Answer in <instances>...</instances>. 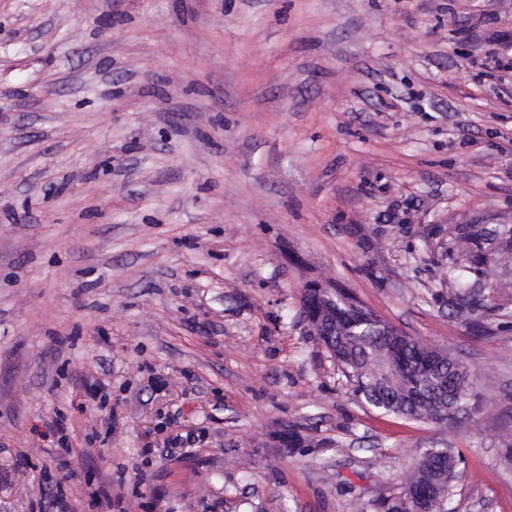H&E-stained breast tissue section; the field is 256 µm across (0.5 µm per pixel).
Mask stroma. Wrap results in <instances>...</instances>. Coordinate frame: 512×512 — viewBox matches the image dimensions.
Segmentation results:
<instances>
[{
	"label": "stroma",
	"instance_id": "35a3bbf8",
	"mask_svg": "<svg viewBox=\"0 0 512 512\" xmlns=\"http://www.w3.org/2000/svg\"><path fill=\"white\" fill-rule=\"evenodd\" d=\"M497 55L512 0H0V512H382L446 446L450 512H512V288L435 300L512 214ZM311 282L464 362L467 430L359 404ZM494 220L486 217L448 229V311L466 321L474 333L482 332L481 318L489 311L484 295L491 275L489 263L494 262L493 256L505 266L512 261V224Z\"/></svg>",
	"mask_w": 512,
	"mask_h": 512
}]
</instances>
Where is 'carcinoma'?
I'll return each instance as SVG.
<instances>
[{
    "label": "carcinoma",
    "mask_w": 512,
    "mask_h": 512,
    "mask_svg": "<svg viewBox=\"0 0 512 512\" xmlns=\"http://www.w3.org/2000/svg\"><path fill=\"white\" fill-rule=\"evenodd\" d=\"M448 311L482 331L488 312L484 289L490 279L489 263L512 261V224H455L448 228ZM350 291L336 289V335L318 336L352 385L354 396L384 415L424 421L439 404L448 405V428L462 430L469 419L465 407L472 396L470 371L449 354L440 355L422 340L390 338L381 329L386 322ZM432 356L442 366L416 380L398 374L401 365L417 364ZM463 463L453 448H430L416 460L415 482L399 496L383 503L385 512H448L454 480Z\"/></svg>",
    "instance_id": "carcinoma-1"
}]
</instances>
